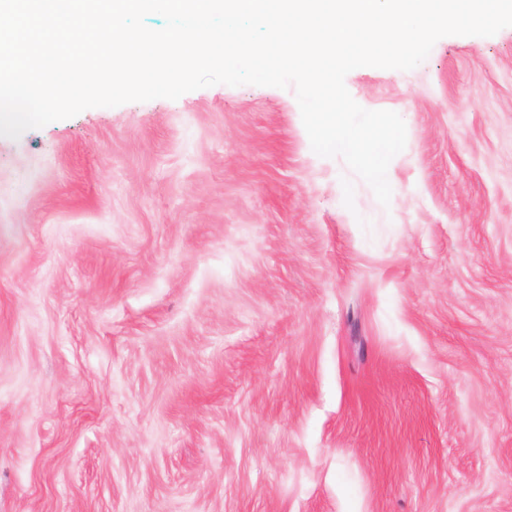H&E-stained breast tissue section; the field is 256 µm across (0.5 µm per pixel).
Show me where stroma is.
Segmentation results:
<instances>
[{
  "label": "stroma",
  "instance_id": "stroma-1",
  "mask_svg": "<svg viewBox=\"0 0 512 512\" xmlns=\"http://www.w3.org/2000/svg\"><path fill=\"white\" fill-rule=\"evenodd\" d=\"M345 85L389 206L290 88L0 137V512H512V27Z\"/></svg>",
  "mask_w": 512,
  "mask_h": 512
}]
</instances>
